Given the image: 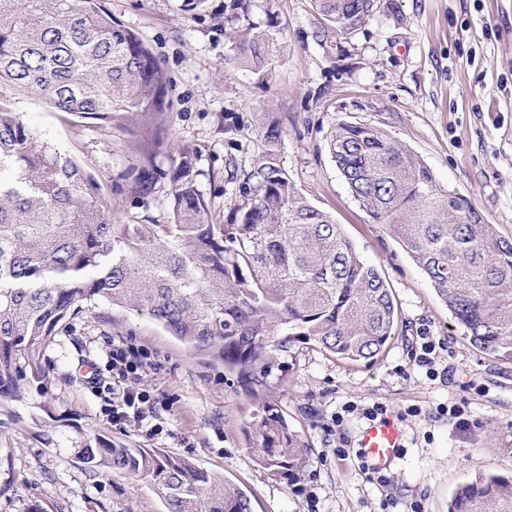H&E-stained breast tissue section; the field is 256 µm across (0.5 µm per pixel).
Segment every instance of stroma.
Instances as JSON below:
<instances>
[{
  "instance_id": "stroma-1",
  "label": "stroma",
  "mask_w": 512,
  "mask_h": 512,
  "mask_svg": "<svg viewBox=\"0 0 512 512\" xmlns=\"http://www.w3.org/2000/svg\"><path fill=\"white\" fill-rule=\"evenodd\" d=\"M229 2L201 0L187 13L179 0H104L167 73L165 110L153 122L134 113L111 125L52 111L35 96L16 108L102 180L124 224L169 223L168 174L186 145L198 152L217 223H229L266 151L264 133L277 126L278 158L296 188L386 279L398 306L395 336L370 365L296 347L285 371L247 385L149 316L85 306L47 341L21 398L0 409V512H164L148 482L89 472L79 450L98 435L221 475L247 494L252 512H411L416 504L448 512L461 483L489 471L512 475V362L469 343L389 228L354 199L328 146L339 124L381 128L512 240V0H379L354 36L321 42L312 36V0H255L250 22L279 43L263 76L233 58ZM425 328L438 341L430 374L413 362ZM118 346L142 364L132 387L149 393L148 425L159 433L112 423ZM267 402L307 446L296 479L259 467L241 432ZM376 404L402 430L398 455L381 470L358 445L362 411Z\"/></svg>"
}]
</instances>
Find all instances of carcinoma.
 <instances>
[{
  "instance_id": "1",
  "label": "carcinoma",
  "mask_w": 512,
  "mask_h": 512,
  "mask_svg": "<svg viewBox=\"0 0 512 512\" xmlns=\"http://www.w3.org/2000/svg\"><path fill=\"white\" fill-rule=\"evenodd\" d=\"M319 41L348 36L377 0H312ZM278 46L253 23L235 60L265 76ZM167 76L103 0H0V399L19 396L26 371L83 302L145 314L188 349L246 383L282 370L281 356L312 344L370 363L395 335L390 288L333 217L296 189L277 159L280 131L247 173L240 222L218 224L199 185L197 150L170 172L169 224H118L99 178L40 140L11 99L36 95L56 112L112 121L163 111ZM330 152L353 197L390 228L476 348L512 362V240L472 202L437 186L431 170L383 130L340 124ZM255 462L290 475L306 462L302 436L271 403L241 427ZM88 470L141 477L166 512H251L224 478L158 448L101 437L85 444ZM448 512H512V476L460 484Z\"/></svg>"
}]
</instances>
